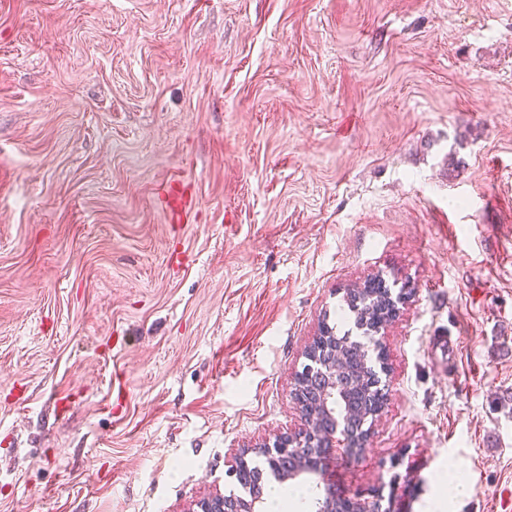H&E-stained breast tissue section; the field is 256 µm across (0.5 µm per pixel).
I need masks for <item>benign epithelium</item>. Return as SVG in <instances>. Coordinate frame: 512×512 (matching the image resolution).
<instances>
[{
  "label": "benign epithelium",
  "mask_w": 512,
  "mask_h": 512,
  "mask_svg": "<svg viewBox=\"0 0 512 512\" xmlns=\"http://www.w3.org/2000/svg\"><path fill=\"white\" fill-rule=\"evenodd\" d=\"M321 347L324 349L325 371L321 373L317 389L311 396L315 397L318 411L326 419L318 424L302 422L292 433L280 437L273 446L261 448L266 455L274 457L271 475L277 480L299 477L308 474L315 477L321 473V464L336 446H346L354 437L352 428L357 410L338 420L329 412V401L342 396V385L338 380L339 374L348 364L346 351L336 347V342L322 338ZM262 478H252L253 492L247 497L229 498L214 495L203 498L196 503V512H261L263 504ZM364 493L355 492L340 497L332 489L327 488L322 493L315 507V512H359Z\"/></svg>",
  "instance_id": "obj_1"
}]
</instances>
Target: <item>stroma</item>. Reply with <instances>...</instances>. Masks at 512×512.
<instances>
[{
	"instance_id": "stroma-1",
	"label": "stroma",
	"mask_w": 512,
	"mask_h": 512,
	"mask_svg": "<svg viewBox=\"0 0 512 512\" xmlns=\"http://www.w3.org/2000/svg\"><path fill=\"white\" fill-rule=\"evenodd\" d=\"M371 275L411 298L331 468L512 512V0H0V512L229 494ZM187 191L188 188L181 182L169 183L162 189L161 205L172 224H181L192 208V199Z\"/></svg>"
}]
</instances>
